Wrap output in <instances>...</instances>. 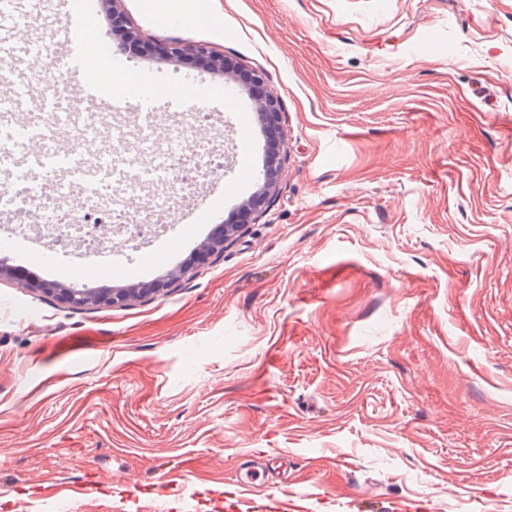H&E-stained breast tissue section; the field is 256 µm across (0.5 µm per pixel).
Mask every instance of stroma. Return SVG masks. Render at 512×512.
<instances>
[{"instance_id": "35a3bbf8", "label": "stroma", "mask_w": 512, "mask_h": 512, "mask_svg": "<svg viewBox=\"0 0 512 512\" xmlns=\"http://www.w3.org/2000/svg\"><path fill=\"white\" fill-rule=\"evenodd\" d=\"M128 21L265 74L279 176L221 255L74 309L0 278V512H226L252 457L308 512H512V0H207ZM159 86L220 73L156 56ZM231 165L201 192L242 208ZM190 473L170 487L181 465ZM141 7L146 12L152 14L156 20L168 18L172 10L179 9L191 16L199 26L213 28L224 23V17L221 18L210 10H205V15L199 19L202 12L199 8V0H142Z\"/></svg>"}]
</instances>
